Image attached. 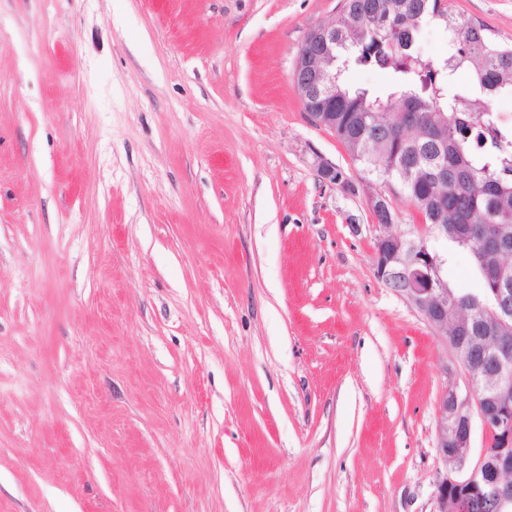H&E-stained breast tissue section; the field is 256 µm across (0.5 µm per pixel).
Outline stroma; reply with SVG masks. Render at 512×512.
Here are the masks:
<instances>
[{
  "mask_svg": "<svg viewBox=\"0 0 512 512\" xmlns=\"http://www.w3.org/2000/svg\"><path fill=\"white\" fill-rule=\"evenodd\" d=\"M344 3L0 0V512H437L465 372L377 240L480 282L304 111Z\"/></svg>",
  "mask_w": 512,
  "mask_h": 512,
  "instance_id": "obj_1",
  "label": "stroma"
}]
</instances>
